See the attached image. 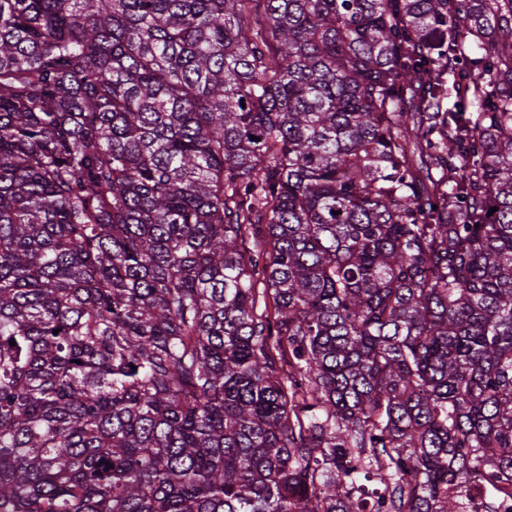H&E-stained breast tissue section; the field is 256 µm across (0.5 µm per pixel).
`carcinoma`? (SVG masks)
Segmentation results:
<instances>
[{
  "label": "carcinoma",
  "mask_w": 512,
  "mask_h": 512,
  "mask_svg": "<svg viewBox=\"0 0 512 512\" xmlns=\"http://www.w3.org/2000/svg\"><path fill=\"white\" fill-rule=\"evenodd\" d=\"M0 512H512V0H0Z\"/></svg>",
  "instance_id": "1"
}]
</instances>
